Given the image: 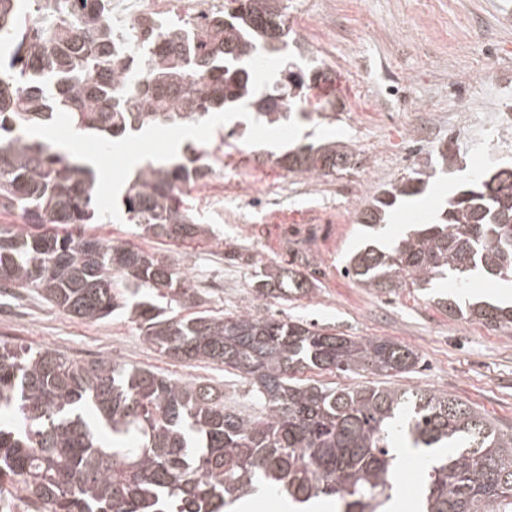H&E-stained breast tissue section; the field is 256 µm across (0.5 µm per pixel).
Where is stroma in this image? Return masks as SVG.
Listing matches in <instances>:
<instances>
[{
	"instance_id": "obj_1",
	"label": "stroma",
	"mask_w": 512,
	"mask_h": 512,
	"mask_svg": "<svg viewBox=\"0 0 512 512\" xmlns=\"http://www.w3.org/2000/svg\"><path fill=\"white\" fill-rule=\"evenodd\" d=\"M291 31L279 57H259L255 71L268 74L292 64L324 63L333 70L336 110L280 126L255 123L248 112L216 113L199 123L196 146H223L214 173L187 189L207 224L208 236L185 242L136 236L126 224L117 187L129 169L127 153L163 156L179 129L158 126L119 147L87 138L74 148L96 154L110 177L100 198L112 217L93 234L117 245L155 251L173 259L200 290L184 311L227 313L243 307L260 316L304 319L346 336L381 338L417 353L412 373L391 378L400 388H425L456 396L500 424L512 426V334L448 316L435 300L460 306L487 302L497 282L482 273L465 282L434 284L431 296L397 288H367L348 277L350 256L366 243L385 241V231L363 226L362 211L389 184L434 162L423 199L442 209L441 184L457 188L467 175L512 163V141L485 127L461 129L458 114L480 94L500 91L512 107V0H283ZM328 47L318 50L315 36ZM375 100L376 112L349 111L348 98ZM454 140L452 163L437 160L441 142ZM340 141L355 151L353 169L311 179L282 168L277 156L309 143ZM246 246L258 262L228 263V244ZM303 245V268L312 289L288 301L252 291L256 268L289 266ZM32 349H55L88 364L101 357L185 380H202L223 391L224 404L255 413L251 387L240 377L208 364L174 361L148 343L125 315L98 322L72 318L33 292L0 295V341Z\"/></svg>"
}]
</instances>
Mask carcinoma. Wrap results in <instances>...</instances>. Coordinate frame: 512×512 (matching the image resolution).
<instances>
[{"label":"carcinoma","instance_id":"cac0c4a2","mask_svg":"<svg viewBox=\"0 0 512 512\" xmlns=\"http://www.w3.org/2000/svg\"><path fill=\"white\" fill-rule=\"evenodd\" d=\"M38 2L0 0V214L32 227L0 226V288L30 289L86 321L126 313L167 357L249 381L260 410H231L202 381L108 357L77 365L57 350L0 342V501L22 496L31 512H222L274 489L297 504L335 497L342 512H380L396 490L397 438L429 456L423 512H512V426L448 394L294 377L399 376L418 355L395 342L246 310L182 315L191 282L165 256L86 234L108 218L95 171L33 137L61 119L101 142L241 107L268 124L288 119L332 73L285 69L272 89H258L253 61L288 48L282 0H224L220 15L144 20L125 51L103 0H59L51 26L39 25ZM354 157L327 142L278 163L321 178ZM209 158L190 147L170 165L138 168L122 198L128 223L172 241L207 236L183 195L208 175ZM431 177L416 170L390 184L362 223H381ZM224 259L254 265L241 246ZM476 270L512 281V167L465 183L437 219L346 266L364 286L389 291H423ZM308 284L297 269L266 268L253 288L286 300ZM467 318L512 332V307L473 306Z\"/></svg>","mask_w":512,"mask_h":512}]
</instances>
